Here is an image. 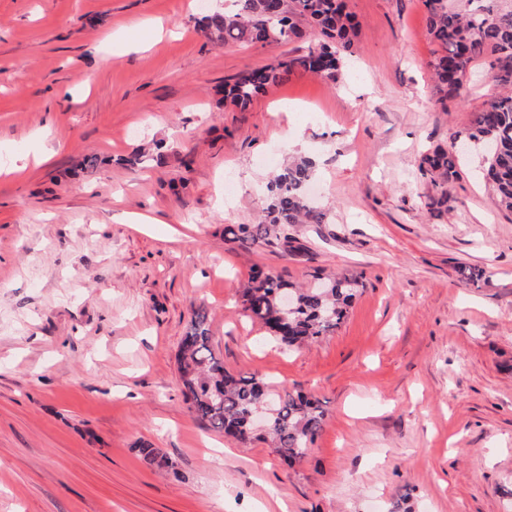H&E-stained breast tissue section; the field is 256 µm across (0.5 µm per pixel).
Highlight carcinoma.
Segmentation results:
<instances>
[{"label":"carcinoma","instance_id":"obj_1","mask_svg":"<svg viewBox=\"0 0 512 512\" xmlns=\"http://www.w3.org/2000/svg\"><path fill=\"white\" fill-rule=\"evenodd\" d=\"M468 13L448 9V0H425L427 32L440 48L431 62L437 92L458 93L473 63L492 58V78L503 92L473 113L465 131L450 134L484 147L482 176L498 205L512 212V10L496 9L494 0H477ZM199 23L217 44L280 43L305 36L310 27L314 46L304 55L285 57L276 65L249 70L224 88V97L241 110L265 88L296 72L339 80L343 59L354 53V27L345 0H231ZM462 149L436 148L425 154L421 171L435 194L429 205L448 202L446 183L461 175ZM314 179L311 159L283 164L267 185L266 218L259 224L224 227V239L254 247L290 244L286 231L294 224H323L326 214L314 206L308 186ZM362 276L314 275V284L299 287L279 274L255 271L243 291V309L267 327L281 345L293 347L335 332L348 317ZM283 291L294 297L288 312L280 308ZM204 311H197L179 349L177 363L183 392L194 414L215 432L246 443L268 439L285 463L302 460L323 428L321 404L297 393H272L273 383L255 375L233 374L211 346Z\"/></svg>","mask_w":512,"mask_h":512}]
</instances>
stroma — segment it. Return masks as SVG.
I'll return each instance as SVG.
<instances>
[{
	"instance_id": "35a3bbf8",
	"label": "stroma",
	"mask_w": 512,
	"mask_h": 512,
	"mask_svg": "<svg viewBox=\"0 0 512 512\" xmlns=\"http://www.w3.org/2000/svg\"><path fill=\"white\" fill-rule=\"evenodd\" d=\"M223 2L0 0V512H512V213L478 159L441 212L420 171L498 94L488 63L439 101L423 0H346L339 82L301 72L242 112L225 83L314 38L214 45L197 21ZM276 151L314 161L327 223L225 242L262 217ZM257 268L363 285L287 351L242 310ZM198 310L229 371L320 401L301 463L190 411Z\"/></svg>"
}]
</instances>
